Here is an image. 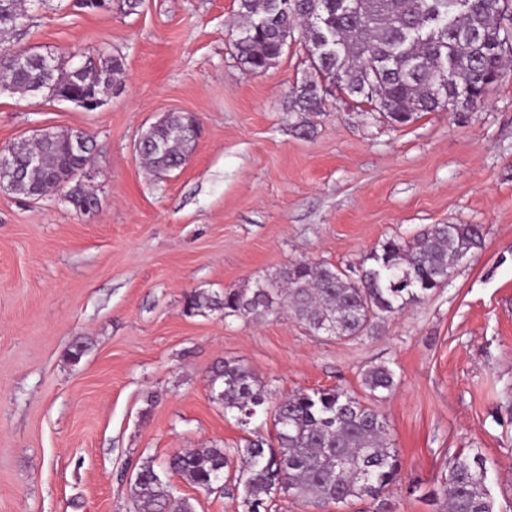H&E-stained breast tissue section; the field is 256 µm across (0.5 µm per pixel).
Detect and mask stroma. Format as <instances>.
<instances>
[{
  "mask_svg": "<svg viewBox=\"0 0 512 512\" xmlns=\"http://www.w3.org/2000/svg\"><path fill=\"white\" fill-rule=\"evenodd\" d=\"M235 0H139L86 11L32 0L22 46L71 62L121 57L120 87L93 111L0 94V146L36 129L82 130L94 215L63 194L0 189V512H131L146 459L272 437L265 414L237 423L211 398L212 365L247 366L274 397L339 386L380 403L401 460L388 512H445L449 459L479 449L497 512H512V70L463 112L395 126L325 99L302 137L289 98L311 74L300 35L250 73L233 47ZM167 112L201 135L155 177L136 144ZM434 224H478L481 249L448 283L356 341L290 315L252 320L185 310L291 262L358 278L369 252ZM80 350V359L71 351Z\"/></svg>",
  "mask_w": 512,
  "mask_h": 512,
  "instance_id": "35a3bbf8",
  "label": "stroma"
}]
</instances>
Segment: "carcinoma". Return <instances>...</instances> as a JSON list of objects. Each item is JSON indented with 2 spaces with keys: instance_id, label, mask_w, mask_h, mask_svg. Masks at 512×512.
I'll return each instance as SVG.
<instances>
[{
  "instance_id": "obj_1",
  "label": "carcinoma",
  "mask_w": 512,
  "mask_h": 512,
  "mask_svg": "<svg viewBox=\"0 0 512 512\" xmlns=\"http://www.w3.org/2000/svg\"><path fill=\"white\" fill-rule=\"evenodd\" d=\"M28 0H0V83L16 93L72 96L71 68L54 60L50 71L31 59L20 67L8 56L20 35ZM240 22L234 49L253 74L272 67L288 36L302 24L301 37L314 77L293 89L289 111L318 115L325 80L360 103H382L384 116L404 125L419 112L465 108L487 94L504 76L512 29L504 23L509 0H236ZM83 85L103 94L122 83V59L112 55L82 63ZM200 124L173 113L142 133L141 156L158 175L180 167L192 150ZM61 135L53 141L20 142L17 164L27 169L24 190L48 191L65 185L78 159ZM41 159L27 166L30 157ZM72 205L96 202L82 183L69 187ZM478 224H434L411 240L389 239L366 257L362 274L351 280L337 267L295 261L253 288L224 291L209 303L194 293L185 297L190 313L214 306L224 317L277 318L285 311L314 334L333 329L336 339H358L380 318L448 281L460 259L481 248ZM365 400L342 387L296 391L279 398L283 419L274 423V442L248 440L235 448L186 449L160 468L153 460L138 467L130 486L134 512H194L163 475L174 473L209 491L216 469L239 462L224 476V494L239 512H273L285 497L304 499L317 509L350 507L377 499L398 480L401 463L388 423L373 403L395 386L387 366L364 373ZM213 401L243 425L266 412L272 393L243 365L224 360L209 376ZM486 459L479 451L458 453L448 463L443 494L447 512H496L487 485Z\"/></svg>"
}]
</instances>
